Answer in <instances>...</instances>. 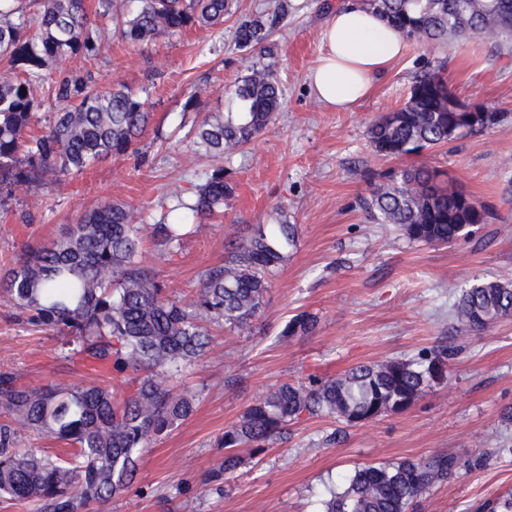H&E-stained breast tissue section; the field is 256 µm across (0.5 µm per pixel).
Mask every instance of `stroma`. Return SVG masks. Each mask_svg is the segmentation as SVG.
<instances>
[{
  "label": "stroma",
  "instance_id": "35a3bbf8",
  "mask_svg": "<svg viewBox=\"0 0 512 512\" xmlns=\"http://www.w3.org/2000/svg\"><path fill=\"white\" fill-rule=\"evenodd\" d=\"M277 2L229 0L223 26L136 49L117 36L106 40L84 70L99 86L122 83L139 93L151 125L138 152L59 185L30 182L0 194V276L25 245L50 242L100 203L138 208L152 224L170 190L203 183L215 162L191 148L205 115L234 108L243 71L233 31ZM340 2L287 0L288 15L273 34L284 106L268 132L224 156L234 193L223 216L170 250L145 241L143 258L166 295L184 299L202 272L223 263L230 242L247 225L270 223L275 208L298 224L297 247L250 332L210 326L206 357L176 380L197 391L194 413L141 452L128 493L87 512H316L328 487L342 485L355 467L439 454L456 458L457 474L422 495L415 512H484L485 503L512 492V421L504 417L512 409V319L475 333L449 315L474 279L512 281V53L459 41L411 45L353 111L332 112L314 101L308 75ZM438 64L461 101L501 113L500 123L406 161L379 156L367 137L370 123L401 107L419 71ZM408 163L441 170L493 209V219L450 246L412 242L393 225L372 222L361 207L372 184ZM302 311L317 316L316 329L283 335ZM62 342L57 331L24 324L0 303V373L84 382L79 366L63 361ZM441 346L456 352L445 379L406 410L355 425L303 420L263 451L242 449L238 470L210 481L224 458L225 427L272 386Z\"/></svg>",
  "mask_w": 512,
  "mask_h": 512
}]
</instances>
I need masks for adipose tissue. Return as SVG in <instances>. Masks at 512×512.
<instances>
[{
  "label": "adipose tissue",
  "instance_id": "adipose-tissue-1",
  "mask_svg": "<svg viewBox=\"0 0 512 512\" xmlns=\"http://www.w3.org/2000/svg\"><path fill=\"white\" fill-rule=\"evenodd\" d=\"M323 51L309 73L313 97L345 112L367 96L374 82L406 48L405 38L359 0H343L322 30Z\"/></svg>",
  "mask_w": 512,
  "mask_h": 512
}]
</instances>
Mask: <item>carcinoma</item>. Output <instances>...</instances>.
<instances>
[{"label": "carcinoma", "instance_id": "cac0c4a2", "mask_svg": "<svg viewBox=\"0 0 512 512\" xmlns=\"http://www.w3.org/2000/svg\"><path fill=\"white\" fill-rule=\"evenodd\" d=\"M409 42H482L495 51L512 44V0H364ZM227 0H97L95 14L110 18L123 40L144 46L192 27L224 24ZM284 5L238 24L234 44L244 75L235 89L236 112L202 120L194 144L214 158L263 135L283 103L272 65L271 37ZM105 28L88 13L85 0H0V58L16 74L0 75V191L40 178L60 184L85 168L125 156L145 131L146 101L122 85L97 89L80 68H62L51 86L56 111L41 123L39 90L44 71L65 62L90 60L104 46ZM424 70L408 101L379 116L368 128L377 154L415 155L497 125L498 112L480 108L471 121L440 75ZM427 166L401 168L375 183L364 208L378 224H394L413 242L451 244L490 218L489 208L451 184L437 182ZM233 193L217 167L190 197L175 188L177 204L153 224L140 211L103 202L68 224L47 244L19 254L0 290L26 321L66 335L64 358L81 359L86 370L112 374L102 384L61 387L53 380L31 383L0 374V407L11 423L0 425V496L34 504V512H82L91 501L129 491L139 454L195 409L196 393L175 392L159 379L177 378L208 352L204 324L241 332L264 303L298 240V227L277 217L251 224L220 266L201 274L194 298L184 303L163 294L155 271L142 259L144 239L173 248L187 235L185 221L210 223ZM453 317L470 332H482L512 317V281L481 279L461 289ZM317 317L302 312L285 325L288 335L307 334ZM451 359L448 349L413 359L360 363L341 377L270 388L224 430V461L212 471H235L239 447L263 449L308 417H334L349 425L407 409ZM17 424L72 447L52 459L16 446ZM446 454L367 464L344 485L332 488L319 512H410L418 497L456 475Z\"/></svg>", "mask_w": 512, "mask_h": 512}]
</instances>
